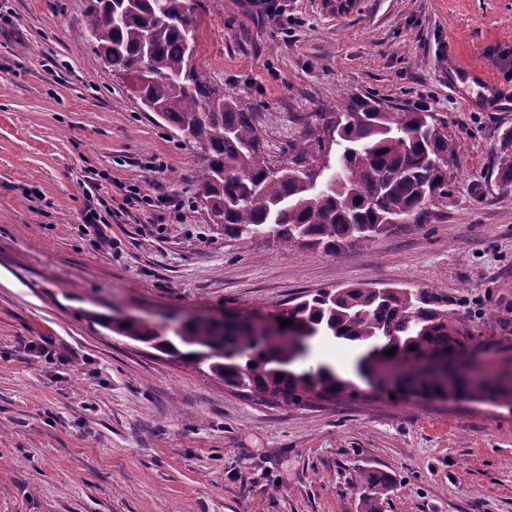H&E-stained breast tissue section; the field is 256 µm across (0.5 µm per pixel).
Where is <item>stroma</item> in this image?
<instances>
[{
  "label": "stroma",
  "mask_w": 512,
  "mask_h": 512,
  "mask_svg": "<svg viewBox=\"0 0 512 512\" xmlns=\"http://www.w3.org/2000/svg\"><path fill=\"white\" fill-rule=\"evenodd\" d=\"M274 4L197 9L199 66L254 108L270 151L346 92L423 107L456 138L447 203L337 256L226 237L198 150L81 37L87 0H0V512H357L364 467L397 485L383 512H512L511 410L364 382L284 407L107 327L425 288L484 371L512 373V0ZM362 353L321 337L306 364L352 380Z\"/></svg>",
  "instance_id": "35a3bbf8"
}]
</instances>
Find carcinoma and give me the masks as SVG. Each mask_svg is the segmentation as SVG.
<instances>
[{"label":"carcinoma","mask_w":512,"mask_h":512,"mask_svg":"<svg viewBox=\"0 0 512 512\" xmlns=\"http://www.w3.org/2000/svg\"><path fill=\"white\" fill-rule=\"evenodd\" d=\"M198 0H91L82 36L99 56L126 76H144L139 99L150 112L201 151L198 196L215 224L237 238L269 234L293 248L336 255L351 241H372L407 219L421 221L424 207L448 201L449 160L456 148L448 124L424 110L385 107L348 94L316 112L315 124L281 151L277 166L256 113L224 92L207 75L186 67L197 41ZM308 327L309 339L332 337L367 352L357 376L383 385L381 367L396 364L417 372V381L394 388L434 399L488 400L512 410V388L499 375L472 383L470 337L459 319L420 288L349 285L303 297L280 313ZM112 330L175 355L224 385L260 400L305 406L312 399L356 392L328 363L299 370L312 345L293 342L248 323L225 332L189 319L178 329L129 320ZM395 349L392 356L385 351ZM213 353L204 362L199 351ZM358 512H382L395 482L379 470L357 473Z\"/></svg>","instance_id":"1"}]
</instances>
